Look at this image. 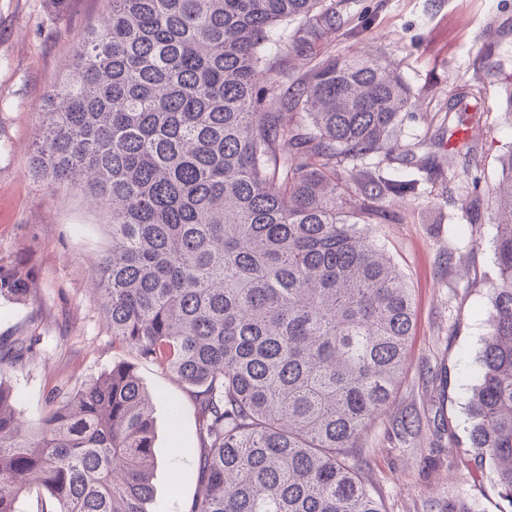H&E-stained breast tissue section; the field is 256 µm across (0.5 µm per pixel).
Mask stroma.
I'll return each mask as SVG.
<instances>
[{"label": "stroma", "instance_id": "35a3bbf8", "mask_svg": "<svg viewBox=\"0 0 512 512\" xmlns=\"http://www.w3.org/2000/svg\"><path fill=\"white\" fill-rule=\"evenodd\" d=\"M109 0H0V265L24 260L36 288L23 302L0 299V336L34 339L21 369L0 366L22 416L37 422L53 398L133 356L112 343L93 291L94 264L106 248L104 207L77 187L49 186L28 173L46 93L62 84L83 30ZM360 36L330 35L332 52L382 56L413 90H425L399 123V145L430 140L449 99L483 138L453 154L445 179L397 200V223L375 224V242L405 275L416 314L400 384L359 451L365 480L382 512H506L497 476L470 448L466 405L478 355L490 330L496 277L491 224H468L461 203L501 176L498 155L512 147V119L496 77L473 80L483 48L512 74V0H348ZM136 371L153 396L157 512H186L198 489L195 455H177L175 438L194 440L196 414L182 384L157 365ZM178 417H171L172 406Z\"/></svg>", "mask_w": 512, "mask_h": 512}]
</instances>
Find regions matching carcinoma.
Masks as SVG:
<instances>
[{
  "label": "carcinoma",
  "mask_w": 512,
  "mask_h": 512,
  "mask_svg": "<svg viewBox=\"0 0 512 512\" xmlns=\"http://www.w3.org/2000/svg\"><path fill=\"white\" fill-rule=\"evenodd\" d=\"M48 94L31 177L109 209L96 265L112 342L173 374L197 410L199 492L186 512H381L357 455L399 383L411 289L371 225L430 153L388 147L413 92L379 57L328 50L345 0H110ZM493 202L491 330L467 411L470 447L512 508V148ZM33 273L0 266V298ZM23 338L0 339L22 368ZM156 423L134 368L81 384L32 427L0 381V512H155Z\"/></svg>",
  "instance_id": "cac0c4a2"
}]
</instances>
